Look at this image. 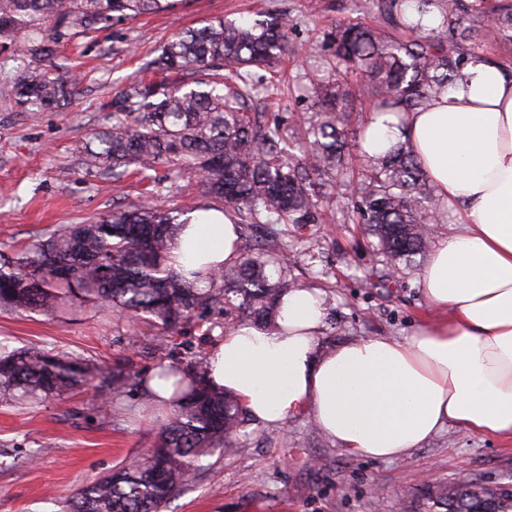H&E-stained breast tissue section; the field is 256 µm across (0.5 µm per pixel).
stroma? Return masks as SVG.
<instances>
[{
    "label": "stroma",
    "instance_id": "stroma-1",
    "mask_svg": "<svg viewBox=\"0 0 512 512\" xmlns=\"http://www.w3.org/2000/svg\"><path fill=\"white\" fill-rule=\"evenodd\" d=\"M372 0H182L171 11L144 15L58 47V61L80 84L73 105L24 109L0 99V253L10 254L45 230L146 199L164 209L200 208L211 200L188 177L157 197L137 174L113 179L87 173L83 147L112 122V100L132 79L156 80L146 64L175 33L215 17L276 14L289 24L292 48L261 104L266 118L307 115L303 94L313 70L333 62L326 39L336 24L373 17ZM353 108L348 148L359 155L371 109L362 81L344 79ZM348 193L335 190L324 223L289 226L291 276L322 292L328 307L324 347L366 336L398 340L431 315L419 268L391 265L364 225L345 221ZM224 333V312H197L179 333L91 312L64 315L0 312V342L37 345L103 360L136 374L121 395L89 387L60 399L17 408L0 405V512H60L83 485L136 458L160 441L165 414L147 379L162 366L205 362ZM235 452L210 458L202 477L175 494L164 512H416L427 487L460 473L486 483L512 481V443L448 426L408 456L376 460L339 448L310 413L280 426L253 423Z\"/></svg>",
    "mask_w": 512,
    "mask_h": 512
}]
</instances>
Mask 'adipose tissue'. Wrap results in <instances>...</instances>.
Here are the masks:
<instances>
[{"mask_svg": "<svg viewBox=\"0 0 512 512\" xmlns=\"http://www.w3.org/2000/svg\"><path fill=\"white\" fill-rule=\"evenodd\" d=\"M409 143L455 222L420 274L437 317L405 340L320 344L327 307L314 288L282 294L271 330L239 324L208 351L205 382L279 426L297 412L339 447L372 459L408 456L448 425L512 442V76L474 58L426 110L372 113L369 156ZM170 264L181 274L241 257L231 215L193 212Z\"/></svg>", "mask_w": 512, "mask_h": 512, "instance_id": "obj_1", "label": "adipose tissue"}]
</instances>
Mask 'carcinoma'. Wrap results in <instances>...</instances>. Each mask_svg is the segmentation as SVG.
I'll use <instances>...</instances> for the list:
<instances>
[{
	"instance_id": "obj_1",
	"label": "carcinoma",
	"mask_w": 512,
	"mask_h": 512,
	"mask_svg": "<svg viewBox=\"0 0 512 512\" xmlns=\"http://www.w3.org/2000/svg\"><path fill=\"white\" fill-rule=\"evenodd\" d=\"M399 0H377L373 25L351 21L330 33L336 69L362 78L372 109H425L487 47L512 44V0H415L419 13L438 9L440 28L427 30L398 13ZM175 0H0V46L22 47L29 68L0 78V97L20 107L55 109L77 94L78 82L56 62L57 45L146 14ZM288 22L216 17L169 40L151 62L162 75L133 83L112 102V125L85 149L86 171L129 167L162 194L164 183L189 174L201 193L224 204L236 223L318 224L337 183L354 187L348 220L359 219L395 263L426 252L431 225L442 221L427 177L406 143L382 157L353 161L346 151L350 107L336 84L310 79L314 115L302 133L285 119L264 121L249 101L266 89L256 71H270L288 53ZM163 169L164 178L157 177ZM179 216L142 202L84 224L46 232L10 256L0 254V310L56 314L68 307L113 309L147 319L172 334L195 311L224 305V329L241 313L271 323L273 304L293 288L288 254L275 234L258 254L209 274L201 287L168 265ZM170 423L147 457L84 485L64 512H161L177 491L204 472L207 457L231 452L251 418L236 399L209 388L202 375L177 366ZM131 375L40 347L0 343V403L60 398L99 381L121 393ZM427 512H512V483H476L470 476L427 490Z\"/></svg>"
}]
</instances>
